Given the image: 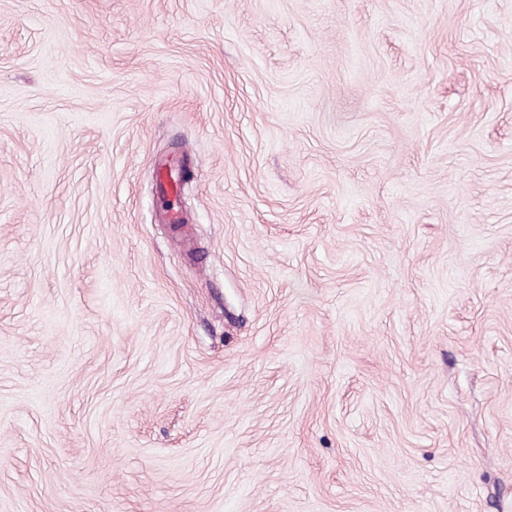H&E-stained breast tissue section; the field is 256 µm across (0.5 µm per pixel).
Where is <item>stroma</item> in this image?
I'll use <instances>...</instances> for the list:
<instances>
[{
	"label": "stroma",
	"mask_w": 512,
	"mask_h": 512,
	"mask_svg": "<svg viewBox=\"0 0 512 512\" xmlns=\"http://www.w3.org/2000/svg\"><path fill=\"white\" fill-rule=\"evenodd\" d=\"M0 512H512V0H0ZM158 190L159 193L168 200L167 220L169 224H178L181 220L178 197L181 194L182 186L177 182L176 174L172 169L160 175Z\"/></svg>",
	"instance_id": "35a3bbf8"
}]
</instances>
